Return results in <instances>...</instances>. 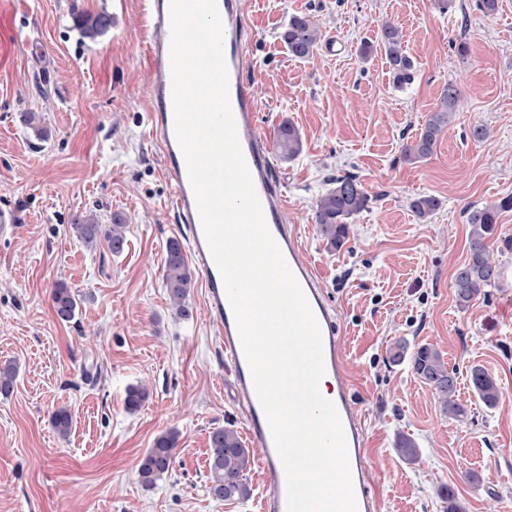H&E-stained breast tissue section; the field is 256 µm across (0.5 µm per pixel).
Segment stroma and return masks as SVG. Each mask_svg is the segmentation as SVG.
Here are the masks:
<instances>
[{
    "label": "stroma",
    "mask_w": 512,
    "mask_h": 512,
    "mask_svg": "<svg viewBox=\"0 0 512 512\" xmlns=\"http://www.w3.org/2000/svg\"><path fill=\"white\" fill-rule=\"evenodd\" d=\"M256 63L259 124L275 136L283 120L303 149L275 161L288 191V221L303 237L342 340L344 374L365 423L369 482L381 512H446L450 487L463 512H505L512 504V209L501 211L491 245L503 274L468 307L452 279L468 258L471 210L512 197V0L488 15L477 0H240ZM106 13L113 25L85 39L75 15ZM319 23L324 43L306 59L281 34L292 16ZM404 34L417 63L396 88L376 43L380 23ZM139 0H0V210L16 213L0 235V366L16 369L0 396V512H255V499L210 497L209 434L245 421L202 286L190 291L191 318L171 309L163 277L168 239L182 238L171 207L173 181L146 136L151 85ZM373 43L361 57L362 43ZM468 53L459 56L458 43ZM463 106L430 158L411 164L416 137L448 84ZM38 113L36 137L23 122ZM487 137L477 140L472 126ZM356 175L370 195L343 247L327 248L315 222L334 178ZM441 207L426 219L412 198ZM122 214L128 244L87 250L70 232L73 215ZM66 283L81 304L59 322L52 292ZM428 344L458 376L466 414L441 410L410 362L388 347ZM497 381L486 407L469 385L472 367ZM150 386L136 412L129 386ZM72 415L57 436L53 410ZM176 430L172 470L145 488L137 466L154 439ZM413 439L414 460L398 436Z\"/></svg>",
    "instance_id": "stroma-1"
}]
</instances>
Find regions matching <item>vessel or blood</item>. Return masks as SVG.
Listing matches in <instances>:
<instances>
[{
    "label": "vessel or blood",
    "instance_id": "vessel-or-blood-1",
    "mask_svg": "<svg viewBox=\"0 0 512 512\" xmlns=\"http://www.w3.org/2000/svg\"><path fill=\"white\" fill-rule=\"evenodd\" d=\"M217 8L224 27L223 49L229 75L230 104L245 161L262 204L267 227L298 280L319 324L325 372L338 378L342 375L343 362L336 323L320 285L317 269L299 258L301 237L296 229L287 224V191L274 177L272 144L258 123L255 87L247 77L253 63L244 52V18L238 0H217ZM143 11L149 31L145 58L152 90L147 114V134L159 142L164 170L174 182L173 207L186 230L189 258L203 278L207 309L218 329L224 359L232 368L233 387L242 406L247 433L263 450L260 467L268 478V488L257 503L258 512H286L285 471L276 452L267 417L255 392L235 316L221 273L205 238L186 160L175 135L170 64V0H144ZM335 406L346 436L358 512H380L379 501L368 487L366 437L362 417L347 390L338 391Z\"/></svg>",
    "mask_w": 512,
    "mask_h": 512
}]
</instances>
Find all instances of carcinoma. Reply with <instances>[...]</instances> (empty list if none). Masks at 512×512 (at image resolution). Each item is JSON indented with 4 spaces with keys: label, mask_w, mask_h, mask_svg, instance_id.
Masks as SVG:
<instances>
[{
    "label": "carcinoma",
    "mask_w": 512,
    "mask_h": 512,
    "mask_svg": "<svg viewBox=\"0 0 512 512\" xmlns=\"http://www.w3.org/2000/svg\"><path fill=\"white\" fill-rule=\"evenodd\" d=\"M75 22L83 37L93 41L105 34L112 24L106 14H80ZM289 52L296 58H308L313 55L321 40L316 23L305 15H295L288 22L282 34ZM379 41L385 53L388 72L393 83L403 88L413 82L415 64L404 46L402 30L389 21L380 26ZM461 102L459 88L450 83L443 90L439 102L421 128L418 136L405 147L404 157L409 161H422L430 157L443 130L456 116ZM276 151L281 160L288 162L302 152V138L299 130L291 122L284 120L277 129ZM334 187L324 193L316 203L315 220L328 248L336 250L344 244L349 232V220L364 211L370 201L368 193L353 175L346 174L333 180ZM440 207V201L432 196H417L410 202V208L420 218L429 217ZM512 207V198L498 205L486 206L470 212L468 224L469 258L460 267L453 278L452 287L456 302L461 307L468 306L481 291L490 287L501 278L502 269L491 257L488 240L495 234L498 213ZM71 230L88 248L94 249L103 240L114 254L121 253L127 243L125 219L120 214L112 215V223L101 224L96 215L85 214L72 220ZM164 281L169 301L178 314L184 318L192 316L188 304L192 286V272L188 265L182 242L177 238L167 241L164 254ZM52 302L59 320L70 322L79 311V299L65 284L59 283L52 293ZM410 358L413 372L430 385L438 397L443 413L460 418L465 408L457 399L456 372L448 370L440 353L430 345H422L408 351L403 342H396L389 350V359L401 363ZM471 386L488 407L496 406L500 399V390L496 380L482 367L475 366L470 371ZM149 390L143 385L128 389L126 407L130 411L138 410L148 399ZM52 425L61 437L69 434L71 414L61 407L52 413ZM178 434L174 430L158 435L142 456L138 477L146 488H152L172 470L174 451ZM253 459V452L229 427L219 428L210 436L209 454V493L219 501L244 502L252 494L246 479Z\"/></svg>",
    "instance_id": "obj_1"
}]
</instances>
